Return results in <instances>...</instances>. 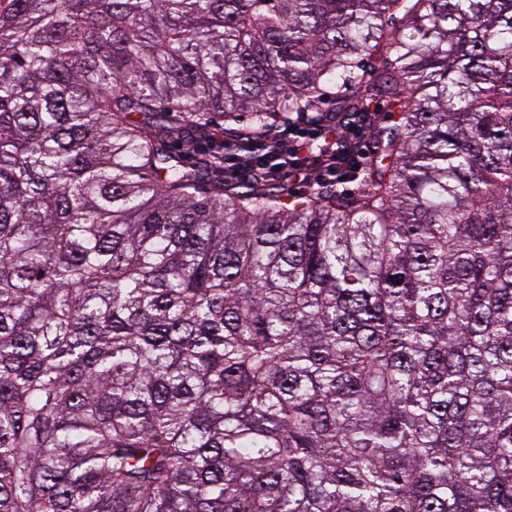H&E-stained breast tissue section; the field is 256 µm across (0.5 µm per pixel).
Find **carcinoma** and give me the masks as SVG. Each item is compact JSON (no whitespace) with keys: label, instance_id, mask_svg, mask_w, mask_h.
Listing matches in <instances>:
<instances>
[{"label":"carcinoma","instance_id":"carcinoma-1","mask_svg":"<svg viewBox=\"0 0 512 512\" xmlns=\"http://www.w3.org/2000/svg\"><path fill=\"white\" fill-rule=\"evenodd\" d=\"M331 84L359 191L199 150ZM0 512H512V0L0 6Z\"/></svg>","mask_w":512,"mask_h":512}]
</instances>
